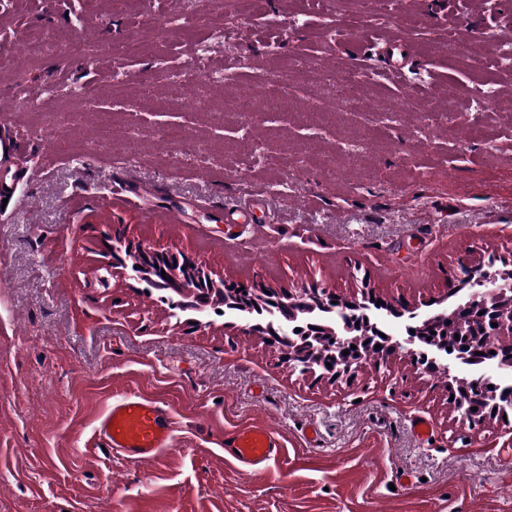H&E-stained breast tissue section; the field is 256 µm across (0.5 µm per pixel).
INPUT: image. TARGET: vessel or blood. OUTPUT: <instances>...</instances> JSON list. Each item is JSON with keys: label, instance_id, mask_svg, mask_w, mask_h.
Masks as SVG:
<instances>
[{"label": "vessel or blood", "instance_id": "obj_1", "mask_svg": "<svg viewBox=\"0 0 512 512\" xmlns=\"http://www.w3.org/2000/svg\"><path fill=\"white\" fill-rule=\"evenodd\" d=\"M95 438L97 446L128 461L154 460L173 440L170 408L159 398L125 395L99 420ZM225 438L226 452L244 468L267 464L281 454L276 433L262 424L226 433Z\"/></svg>", "mask_w": 512, "mask_h": 512}]
</instances>
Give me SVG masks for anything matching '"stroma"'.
<instances>
[{"label": "stroma", "instance_id": "35a3bbf8", "mask_svg": "<svg viewBox=\"0 0 512 512\" xmlns=\"http://www.w3.org/2000/svg\"><path fill=\"white\" fill-rule=\"evenodd\" d=\"M177 8L182 27L159 32V16ZM291 9L301 26H290ZM408 9L414 62L393 82L382 78L387 58L313 0H255L251 22L224 15L212 63L232 55L241 89L261 87L274 55L341 56L366 86L382 84L364 111L316 125L297 108L224 121L180 106L190 89L179 63L206 28L176 0H153L149 19L124 0L0 7V60L11 65L0 94L48 90L41 112H0V138L21 144L15 177L0 186V512H512V410L480 430L463 425L440 374L412 365L409 351L348 383L303 375L231 315L209 314L199 328L121 271L99 281L113 233L229 282L289 290L316 279L412 304L445 294L461 264L495 256L512 270V112L473 110L475 85L460 80L489 74L512 93L495 51L497 37L512 36V0ZM79 19L100 45L141 34L146 51L126 62V82L167 106L106 89L78 99L101 79L97 58L24 61L17 32L64 35ZM451 31L484 41L485 55L451 60L441 50ZM448 90L456 110L426 122ZM400 99L408 111H391ZM100 112L134 129L130 160L98 144ZM168 127L184 131L176 146L160 137ZM251 186L265 205L250 223L225 222ZM130 392L166 401L175 427L171 447L139 464L93 446L99 417ZM419 415L433 424L425 442L410 426ZM256 423L278 434L282 454L244 470L224 435Z\"/></svg>", "mask_w": 512, "mask_h": 512}]
</instances>
